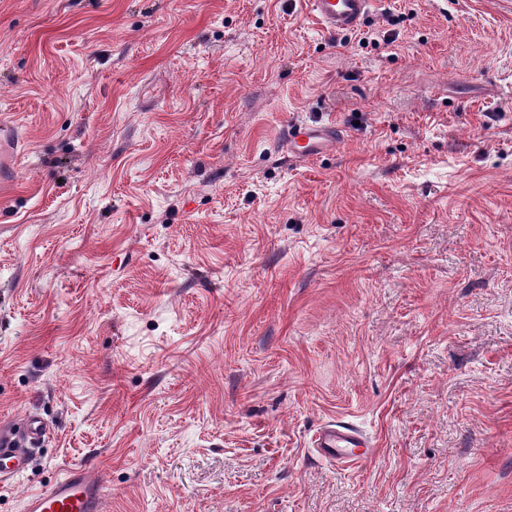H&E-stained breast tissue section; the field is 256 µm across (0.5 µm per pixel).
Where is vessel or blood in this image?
I'll return each mask as SVG.
<instances>
[{
    "label": "vessel or blood",
    "instance_id": "b4317fda",
    "mask_svg": "<svg viewBox=\"0 0 512 512\" xmlns=\"http://www.w3.org/2000/svg\"><path fill=\"white\" fill-rule=\"evenodd\" d=\"M374 0H309L310 11L329 32L356 29L370 12ZM339 141L334 125L302 123L289 126L283 148L290 161H306L335 148ZM50 434L39 415H26L20 422L0 423V480L11 481L29 467ZM317 454L339 465L364 462L371 442L347 424L323 426L313 438ZM106 490L85 466L75 464L49 488L33 492L24 501V512H105Z\"/></svg>",
    "mask_w": 512,
    "mask_h": 512
}]
</instances>
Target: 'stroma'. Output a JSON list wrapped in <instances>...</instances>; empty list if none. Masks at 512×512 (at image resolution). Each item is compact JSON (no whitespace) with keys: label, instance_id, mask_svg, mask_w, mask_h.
I'll list each match as a JSON object with an SVG mask.
<instances>
[{"label":"stroma","instance_id":"stroma-1","mask_svg":"<svg viewBox=\"0 0 512 512\" xmlns=\"http://www.w3.org/2000/svg\"><path fill=\"white\" fill-rule=\"evenodd\" d=\"M0 148V512H512V0H0ZM310 11L328 32L356 29L370 12L374 0H309ZM339 141L336 127L326 123H302L288 127L283 149L288 160L307 161L334 149ZM50 432L48 423L37 414H28L18 423H0V480L22 475ZM317 454L338 465L362 463L371 454V442L356 428L348 424L323 426L313 438ZM106 490L85 466L75 464L46 490L32 492L25 512H104Z\"/></svg>","mask_w":512,"mask_h":512}]
</instances>
